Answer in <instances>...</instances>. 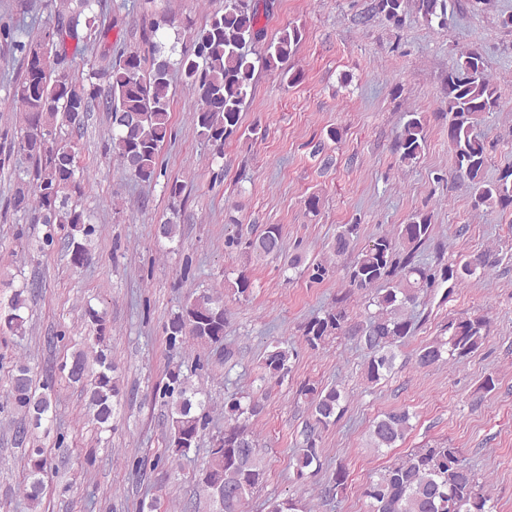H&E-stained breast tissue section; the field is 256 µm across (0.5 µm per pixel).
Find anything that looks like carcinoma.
I'll return each instance as SVG.
<instances>
[{
	"mask_svg": "<svg viewBox=\"0 0 512 512\" xmlns=\"http://www.w3.org/2000/svg\"><path fill=\"white\" fill-rule=\"evenodd\" d=\"M99 0H58L51 29L36 41L13 39L11 30H3L18 53L22 73L14 86V98L20 104L23 133L17 150L33 159L36 167L29 179L21 180L13 195L15 209L37 213L38 220L49 227L47 239L63 232L74 268H82L92 259L88 243V217L68 205L71 194L81 188L77 143L56 131L64 126L79 132L87 114L97 108L109 113L112 152L122 170L136 181L151 184L165 175L159 156L170 126L171 79L177 72L198 96L200 107L192 124L207 145L219 151L226 140L241 129V112L252 88L255 64L248 48L263 35L259 3L255 0H226L224 11L215 12L208 23L195 32L176 60L165 54L162 44L152 42L148 55L134 50L112 62L104 55L101 64L87 77H80L64 66L73 61L92 34L99 29ZM427 22L446 24L448 0H373L372 10L395 26L405 23L410 8ZM304 36L297 25L282 29L267 47L262 63L277 69L287 62ZM150 67H145L146 57ZM107 82L102 89L99 80ZM501 97L496 85L485 73V62L477 50L460 56L456 69L448 73L446 112L448 142L459 176L473 189L474 206L512 208V167L502 169L494 181L485 179L489 153L474 133L477 116L496 112ZM81 112L76 119L73 112ZM426 146L424 116L410 114L395 141V149L404 162L416 159ZM432 232L431 216L416 212L400 224L393 235L373 237L353 261L348 283L361 292L376 290L369 298L375 310L363 324L353 326L345 308L336 307L310 320L304 339L313 348L335 336H350L366 350L365 375L370 383L384 378L394 368L395 348L413 332L407 309L420 296L444 282L463 283L485 273L492 257L477 253L455 264L427 266L416 261V252ZM359 233V225L345 224L336 235V254H345ZM260 256H276L282 250L281 230L268 227L249 242ZM404 252L402 260L396 254ZM33 286L22 285L0 299V331L14 335L25 331L23 310L27 308ZM84 321L89 329L85 348L72 354L68 379L80 385L87 401L88 414L101 430H112V422L125 397L120 379L115 375L108 354L110 326L104 314L89 307ZM226 317L224 301L219 296H189L169 320V343L187 337L201 344H219L224 340ZM448 336L439 337L417 353L416 363L427 368L448 358L460 359L476 351L490 333V323L483 315L448 320ZM288 351L268 352L264 365L271 377L288 372ZM302 393L310 397L312 416L318 425L336 423L344 412L345 395L336 386L318 388L305 385ZM168 406L167 446L170 459L178 461L198 447L206 425L205 410L210 405L206 392L192 385L189 377L174 371L163 390ZM21 418L15 430L20 448L31 442L42 422L53 418L56 397L51 385L37 391L30 369L20 364L12 375L9 391ZM258 412V404H242L239 398L224 401V413L233 421L224 430L220 443L210 449L209 460L201 473L206 480L198 486L209 500L212 512H244L247 495L260 485L265 467L257 441L246 421ZM406 410H391L376 419L370 429L371 447L379 451L392 448L411 428ZM299 479L315 474L321 466V451L315 431H303V441L294 453ZM47 459L38 448L25 456L23 498L31 509L40 504L45 489ZM347 473L338 467L324 487L327 497L344 488ZM362 494L369 500L371 512H494V504L475 473L463 465L458 451L448 446L418 448L404 460L365 484Z\"/></svg>",
	"mask_w": 512,
	"mask_h": 512,
	"instance_id": "1",
	"label": "carcinoma"
}]
</instances>
